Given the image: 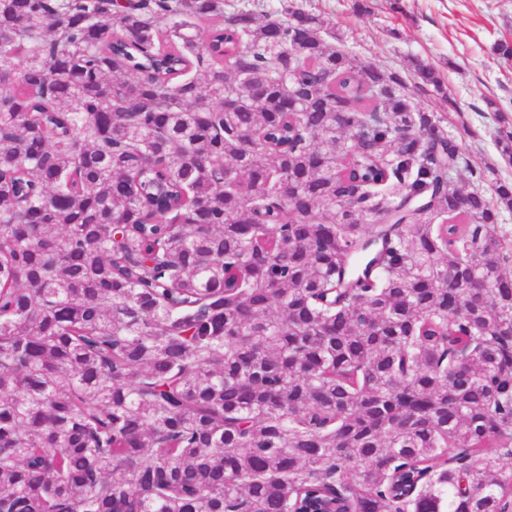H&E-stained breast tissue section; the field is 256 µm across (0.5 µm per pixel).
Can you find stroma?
Listing matches in <instances>:
<instances>
[{"instance_id":"1","label":"stroma","mask_w":512,"mask_h":512,"mask_svg":"<svg viewBox=\"0 0 512 512\" xmlns=\"http://www.w3.org/2000/svg\"><path fill=\"white\" fill-rule=\"evenodd\" d=\"M291 2L329 18L337 48L358 64L406 78L415 60L435 65L441 92L423 95L410 86L407 95L433 112L472 159L512 180V162L497 146L502 123L512 124V61L494 51L498 41L512 40V0H249L248 6L262 17ZM451 98L462 115L449 114ZM489 98L506 107L505 116L486 111Z\"/></svg>"}]
</instances>
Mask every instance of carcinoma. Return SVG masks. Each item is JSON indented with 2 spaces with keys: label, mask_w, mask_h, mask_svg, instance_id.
Instances as JSON below:
<instances>
[{
  "label": "carcinoma",
  "mask_w": 512,
  "mask_h": 512,
  "mask_svg": "<svg viewBox=\"0 0 512 512\" xmlns=\"http://www.w3.org/2000/svg\"><path fill=\"white\" fill-rule=\"evenodd\" d=\"M330 31L0 0V512H506L512 182Z\"/></svg>",
  "instance_id": "cac0c4a2"
}]
</instances>
